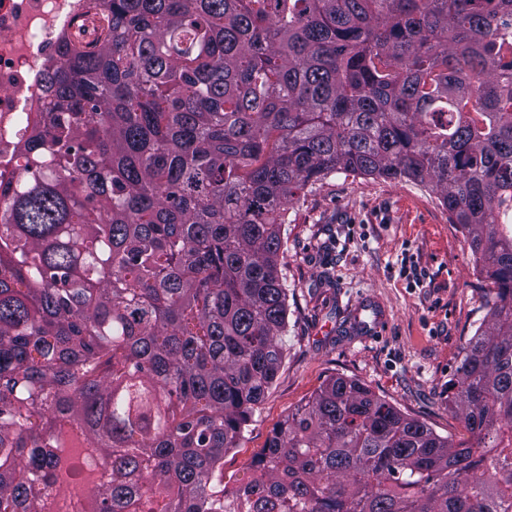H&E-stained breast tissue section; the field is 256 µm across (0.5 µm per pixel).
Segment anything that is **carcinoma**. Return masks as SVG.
Masks as SVG:
<instances>
[{
	"instance_id": "cac0c4a2",
	"label": "carcinoma",
	"mask_w": 512,
	"mask_h": 512,
	"mask_svg": "<svg viewBox=\"0 0 512 512\" xmlns=\"http://www.w3.org/2000/svg\"><path fill=\"white\" fill-rule=\"evenodd\" d=\"M99 2L0 187V512H512V0ZM338 170L429 187L494 284L471 442L332 376L230 488Z\"/></svg>"
}]
</instances>
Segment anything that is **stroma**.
Wrapping results in <instances>:
<instances>
[{"label": "stroma", "instance_id": "35a3bbf8", "mask_svg": "<svg viewBox=\"0 0 512 512\" xmlns=\"http://www.w3.org/2000/svg\"><path fill=\"white\" fill-rule=\"evenodd\" d=\"M286 229L285 357L239 447L224 456L225 484L244 479L280 422L334 375L360 380L439 435L469 441L448 405V383L485 315L488 282L436 194L406 180L334 172L289 203ZM406 250L426 273L422 287L398 275ZM367 296L389 317L363 341L350 322Z\"/></svg>", "mask_w": 512, "mask_h": 512}]
</instances>
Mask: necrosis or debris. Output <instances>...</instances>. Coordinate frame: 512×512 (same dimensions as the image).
<instances>
[{"mask_svg":"<svg viewBox=\"0 0 512 512\" xmlns=\"http://www.w3.org/2000/svg\"><path fill=\"white\" fill-rule=\"evenodd\" d=\"M90 0H0V184L15 183L23 131L44 97L41 73Z\"/></svg>","mask_w":512,"mask_h":512,"instance_id":"1","label":"necrosis or debris"}]
</instances>
